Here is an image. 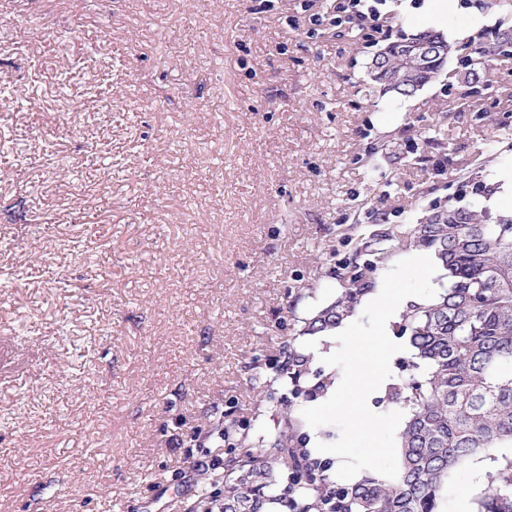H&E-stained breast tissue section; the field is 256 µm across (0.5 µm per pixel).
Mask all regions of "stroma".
Instances as JSON below:
<instances>
[{
	"mask_svg": "<svg viewBox=\"0 0 512 512\" xmlns=\"http://www.w3.org/2000/svg\"><path fill=\"white\" fill-rule=\"evenodd\" d=\"M301 0H0V512H186L210 407L273 432L254 358L331 303L338 263L512 168V0H457L453 52L379 96L367 33ZM483 19L473 36L455 28ZM387 148L377 168L362 155ZM495 467L452 471L477 512ZM510 45L512 47V33L505 32L498 34L491 40L479 43L475 49V58H471L470 65H484L490 61L494 56L504 53L503 47Z\"/></svg>",
	"mask_w": 512,
	"mask_h": 512,
	"instance_id": "stroma-1",
	"label": "stroma"
}]
</instances>
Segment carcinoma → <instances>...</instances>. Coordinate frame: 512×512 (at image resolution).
Listing matches in <instances>:
<instances>
[{
	"label": "carcinoma",
	"instance_id": "1",
	"mask_svg": "<svg viewBox=\"0 0 512 512\" xmlns=\"http://www.w3.org/2000/svg\"><path fill=\"white\" fill-rule=\"evenodd\" d=\"M427 43L436 56L412 79L402 57ZM512 46L505 32L479 43L473 65H483ZM452 47L441 34L424 30L402 36L378 51L369 66L379 95L410 98L438 77ZM357 254L347 287L306 322L303 335L327 337L351 316L383 269L390 248ZM405 250L434 254L448 286L432 299L407 305L399 322L412 353L409 377L388 389L386 399L408 409L396 436L398 474L384 477L363 470L340 486L330 462L306 448V421L293 405L280 409V421L268 439L249 434V424L225 421L213 408L207 437L224 442V470L201 477L191 512H438L448 474L477 456L497 460L500 448H512V218L488 224L476 210L459 221L451 207H436L430 217L398 237ZM313 355L295 343L264 364L254 361L258 405L273 400L268 377L292 392L325 396L339 383L334 370H312ZM224 485V501L213 491ZM479 512H512V459L490 474Z\"/></svg>",
	"mask_w": 512,
	"mask_h": 512
}]
</instances>
